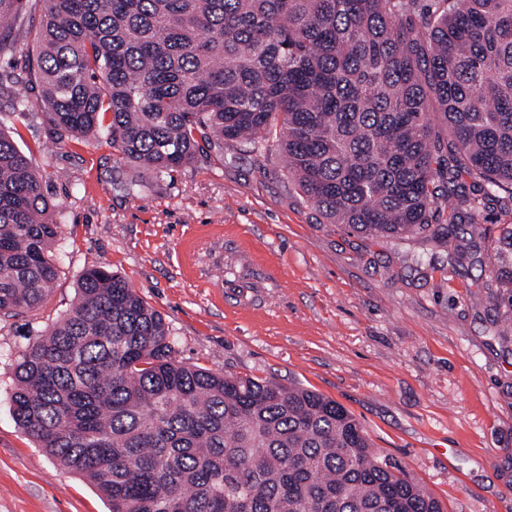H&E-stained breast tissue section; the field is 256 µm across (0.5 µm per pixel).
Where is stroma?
<instances>
[{
    "label": "stroma",
    "instance_id": "35a3bbf8",
    "mask_svg": "<svg viewBox=\"0 0 512 512\" xmlns=\"http://www.w3.org/2000/svg\"><path fill=\"white\" fill-rule=\"evenodd\" d=\"M42 0H28L15 50H34ZM0 90L60 225L58 277L40 308L0 318V512H108L105 496L16 424L10 395L28 335L61 319L91 266L119 274L166 320L177 361L301 385L358 419L373 450L444 512H512V294L482 267L512 207L473 237L372 239L328 224L280 158H199L127 196L134 169L104 138L55 145L42 109L19 119Z\"/></svg>",
    "mask_w": 512,
    "mask_h": 512
}]
</instances>
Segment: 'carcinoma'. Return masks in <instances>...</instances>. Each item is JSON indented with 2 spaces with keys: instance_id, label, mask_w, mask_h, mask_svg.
<instances>
[{
  "instance_id": "obj_1",
  "label": "carcinoma",
  "mask_w": 512,
  "mask_h": 512,
  "mask_svg": "<svg viewBox=\"0 0 512 512\" xmlns=\"http://www.w3.org/2000/svg\"><path fill=\"white\" fill-rule=\"evenodd\" d=\"M36 57L52 138L106 137L171 178L224 143L276 154L328 224L457 236L512 202V0H43ZM25 0H0V55ZM441 117L436 127L431 116ZM59 225L0 126V312L39 308ZM489 263L512 288V224ZM69 312L22 348L16 423L110 512H443L305 387L189 367L118 274L83 271Z\"/></svg>"
}]
</instances>
